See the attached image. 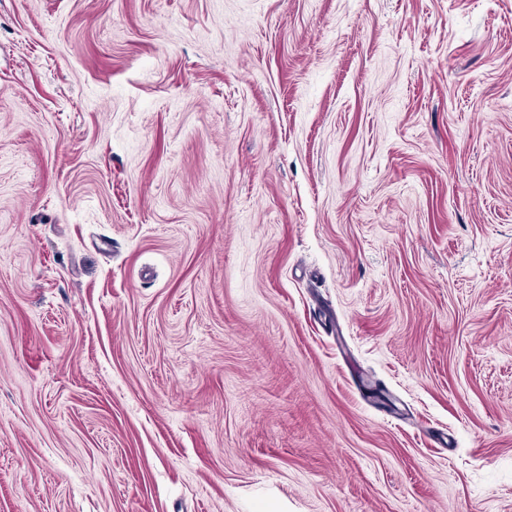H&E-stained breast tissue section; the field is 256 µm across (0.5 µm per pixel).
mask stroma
Here are the masks:
<instances>
[{"label":"stroma","mask_w":512,"mask_h":512,"mask_svg":"<svg viewBox=\"0 0 512 512\" xmlns=\"http://www.w3.org/2000/svg\"><path fill=\"white\" fill-rule=\"evenodd\" d=\"M0 512H512V0H0Z\"/></svg>","instance_id":"1"}]
</instances>
